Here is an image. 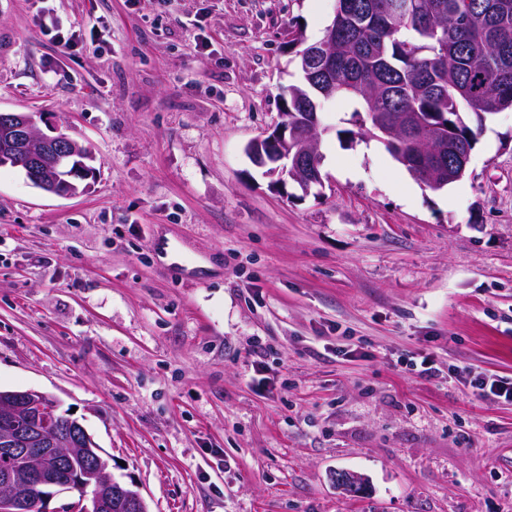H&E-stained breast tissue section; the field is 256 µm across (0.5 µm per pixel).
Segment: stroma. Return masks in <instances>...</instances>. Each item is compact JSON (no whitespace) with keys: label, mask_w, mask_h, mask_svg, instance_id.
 Masks as SVG:
<instances>
[{"label":"stroma","mask_w":512,"mask_h":512,"mask_svg":"<svg viewBox=\"0 0 512 512\" xmlns=\"http://www.w3.org/2000/svg\"><path fill=\"white\" fill-rule=\"evenodd\" d=\"M335 3L0 0V112L96 156L71 197L0 168V389L74 410L151 512H512V402L456 377L512 378V110L440 191L341 139V98L322 194L246 153ZM40 11L102 49L63 53Z\"/></svg>","instance_id":"35a3bbf8"}]
</instances>
